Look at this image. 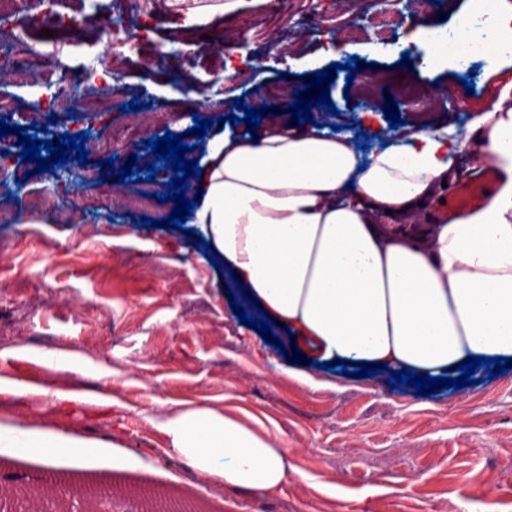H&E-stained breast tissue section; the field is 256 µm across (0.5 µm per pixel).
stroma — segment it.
<instances>
[{
  "label": "stroma",
  "mask_w": 512,
  "mask_h": 512,
  "mask_svg": "<svg viewBox=\"0 0 512 512\" xmlns=\"http://www.w3.org/2000/svg\"><path fill=\"white\" fill-rule=\"evenodd\" d=\"M198 0L200 19L188 20L167 0H58L60 17L85 11L120 16L153 38L161 20L171 22L165 40L171 52L142 56L122 74L112 71V55L86 44L68 53V64L87 73L84 96L63 93L66 109L40 140L63 134L109 136L116 127L137 123L124 104H159L165 124L143 128L138 144L119 145L116 168H144L153 152L148 139L189 133L195 118L229 116L225 101L243 98L246 108L271 107L272 117L291 121L296 92L314 74L330 68L324 35L341 38L367 23L375 0ZM219 32L204 39L202 25ZM405 30L384 45L354 41L362 74L373 86L347 85L335 71L330 85L334 111L313 113L316 123L347 127L367 147L397 144L404 127L430 128L468 122L496 101L512 81V65L492 69L469 56L435 73L401 66ZM222 46L237 74L225 79L211 59ZM473 89H466V82ZM430 91L422 104L401 101L399 86ZM395 104L401 126L391 127L384 111ZM98 156L55 165L56 180L25 165L30 176L12 189L14 211L23 224H0V374L34 381L31 390L0 395V422L31 427H69L97 443L82 476L143 482L193 499L198 512H483L493 492L499 512H512V367L497 376L481 371L480 383L437 388L390 387L389 371L352 378L318 367L313 345L273 327L279 345L240 323L225 285L228 270H217L196 237L158 227L174 202L156 204L110 222L90 216L67 224L61 212L72 190L91 192L84 170H98ZM52 189L43 212L27 213L25 198ZM56 355L55 363L44 354ZM311 374L314 385L287 375L288 368ZM60 391L87 393L84 402H62ZM224 409L252 419L272 440L287 439L302 477L284 493L264 496L223 490L207 495L178 458L161 454L167 442L163 422L189 407ZM120 445L113 455L110 444ZM71 467L43 468L38 460L0 451V482L19 487L33 479L64 480Z\"/></svg>",
  "instance_id": "obj_1"
}]
</instances>
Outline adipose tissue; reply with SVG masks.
I'll return each instance as SVG.
<instances>
[{
  "label": "adipose tissue",
  "instance_id": "adipose-tissue-1",
  "mask_svg": "<svg viewBox=\"0 0 512 512\" xmlns=\"http://www.w3.org/2000/svg\"><path fill=\"white\" fill-rule=\"evenodd\" d=\"M412 38L423 73L464 49L493 68L512 57V28L476 37L465 16L454 36L421 24ZM463 153L497 170L484 204L407 230L445 197ZM190 157L200 173L188 224L321 359L438 375L473 357H512V83L463 137L417 129L366 160L350 133L274 120L252 137L214 133ZM163 430L164 454L204 484L276 495L298 473L286 441L210 407L179 411ZM90 446L74 430L0 424V448L47 468L82 467Z\"/></svg>",
  "mask_w": 512,
  "mask_h": 512
}]
</instances>
